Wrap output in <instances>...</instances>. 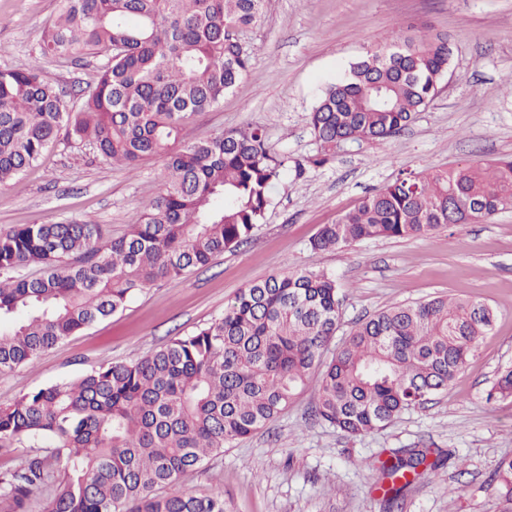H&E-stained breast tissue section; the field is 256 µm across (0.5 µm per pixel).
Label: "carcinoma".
<instances>
[{
  "label": "carcinoma",
  "mask_w": 512,
  "mask_h": 512,
  "mask_svg": "<svg viewBox=\"0 0 512 512\" xmlns=\"http://www.w3.org/2000/svg\"><path fill=\"white\" fill-rule=\"evenodd\" d=\"M266 0H58L42 54L103 59L81 101L39 68H0V188L63 136L114 164L161 158L164 189L109 239L90 221L46 220L0 232V376L124 308L157 281L208 265L263 220L287 159L258 126L176 144L186 123L233 92L250 72L240 34ZM448 38L398 33L351 63L310 113L320 151L295 162L323 166L338 150L400 132L425 110L448 73ZM512 209V159L408 174L321 226L314 250L373 238L415 237ZM42 267L28 276L20 270ZM336 281L307 271L271 275L241 290L224 315L131 364L101 365L72 382L0 407V447L55 442L0 474V512H225L224 494L175 491L205 460L288 407L314 374L312 416L349 436L391 423L442 394L466 366L494 313L478 300L435 297L359 322L330 360L340 322ZM429 448L378 461L393 507ZM65 458L64 468L57 466ZM512 512V458L492 484Z\"/></svg>",
  "instance_id": "obj_1"
}]
</instances>
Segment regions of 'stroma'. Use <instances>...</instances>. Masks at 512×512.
Segmentation results:
<instances>
[{"label": "stroma", "instance_id": "1", "mask_svg": "<svg viewBox=\"0 0 512 512\" xmlns=\"http://www.w3.org/2000/svg\"><path fill=\"white\" fill-rule=\"evenodd\" d=\"M56 12L57 0H0V67L35 65L48 82L68 89L96 83L99 58L72 64L42 54L43 31ZM396 30L447 35L451 67L434 100L390 139L339 151L296 176L293 161L319 150L309 115L322 92ZM242 42L252 69L234 93L195 116L183 138L259 125L270 149L288 158L253 237L206 267L144 288L124 309L0 377V405L103 364L136 362L222 317L241 288L278 272L319 270L335 279L342 337L391 305L447 295L477 299L495 310L493 328L447 392L424 407L347 437L312 417L309 386L276 419L227 445L178 487L195 494L222 489L226 512H386L377 461L400 448H431L441 465L404 490L399 512H497L490 482L498 462L512 458V396L493 391L499 373L512 367V210L482 223L337 250H315L310 241L321 225L399 173L512 157V0H267ZM161 171L155 160L114 166L59 140L0 189V231L80 219L121 237L161 192Z\"/></svg>", "mask_w": 512, "mask_h": 512}]
</instances>
